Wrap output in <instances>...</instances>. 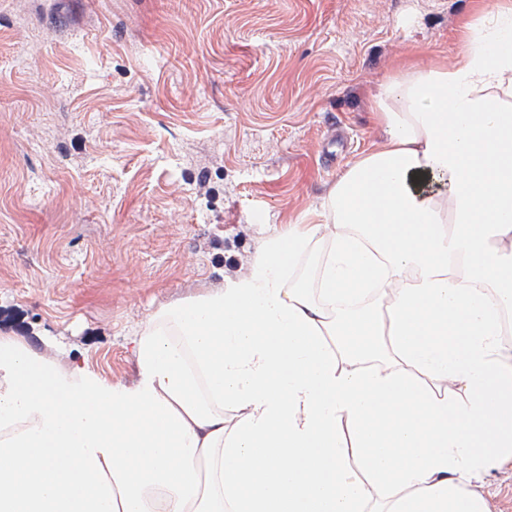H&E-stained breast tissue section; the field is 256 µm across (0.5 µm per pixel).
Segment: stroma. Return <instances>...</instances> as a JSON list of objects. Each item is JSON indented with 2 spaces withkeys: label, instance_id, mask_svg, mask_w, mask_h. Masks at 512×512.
I'll list each match as a JSON object with an SVG mask.
<instances>
[{
  "label": "stroma",
  "instance_id": "stroma-1",
  "mask_svg": "<svg viewBox=\"0 0 512 512\" xmlns=\"http://www.w3.org/2000/svg\"><path fill=\"white\" fill-rule=\"evenodd\" d=\"M487 0H0V331L117 384L383 136Z\"/></svg>",
  "mask_w": 512,
  "mask_h": 512
}]
</instances>
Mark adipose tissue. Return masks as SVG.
Returning <instances> with one entry per match:
<instances>
[{"mask_svg": "<svg viewBox=\"0 0 512 512\" xmlns=\"http://www.w3.org/2000/svg\"><path fill=\"white\" fill-rule=\"evenodd\" d=\"M463 42L379 84L384 138L310 224L150 317L132 384L0 332V512H489L512 467V8ZM489 505V512H512V469L492 470L481 488Z\"/></svg>", "mask_w": 512, "mask_h": 512, "instance_id": "1", "label": "adipose tissue"}]
</instances>
